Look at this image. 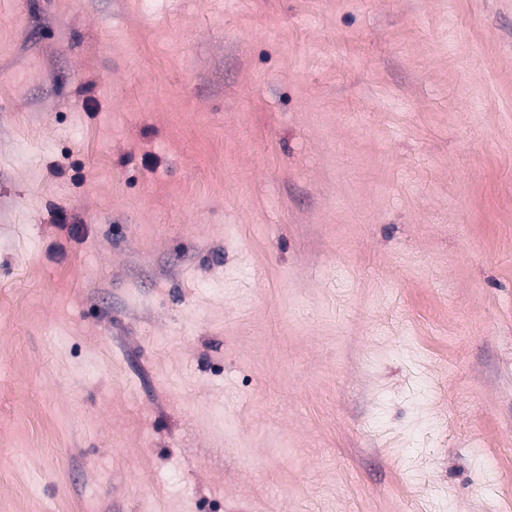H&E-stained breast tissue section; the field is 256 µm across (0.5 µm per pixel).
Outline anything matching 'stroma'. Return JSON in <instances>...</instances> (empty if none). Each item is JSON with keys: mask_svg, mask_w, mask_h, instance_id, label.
<instances>
[{"mask_svg": "<svg viewBox=\"0 0 512 512\" xmlns=\"http://www.w3.org/2000/svg\"><path fill=\"white\" fill-rule=\"evenodd\" d=\"M498 466L512 0H0V512H496Z\"/></svg>", "mask_w": 512, "mask_h": 512, "instance_id": "obj_1", "label": "stroma"}]
</instances>
